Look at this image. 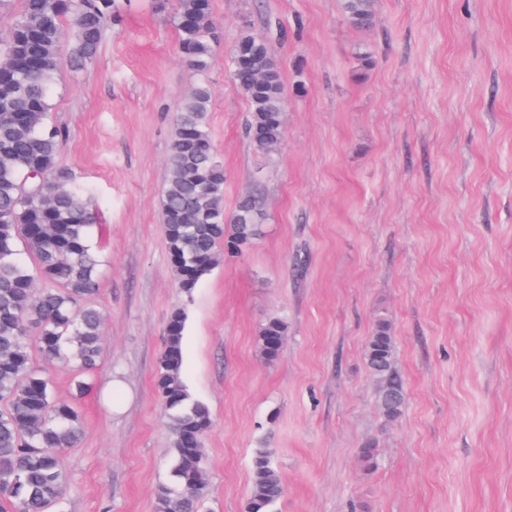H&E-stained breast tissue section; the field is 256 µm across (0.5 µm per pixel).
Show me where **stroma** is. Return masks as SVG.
<instances>
[{
  "mask_svg": "<svg viewBox=\"0 0 512 512\" xmlns=\"http://www.w3.org/2000/svg\"><path fill=\"white\" fill-rule=\"evenodd\" d=\"M116 5L83 66L63 41L49 112L97 216L103 314L97 369L51 372L84 426L58 512H154L174 455L156 378L176 306L181 378L212 419L202 512H244L260 448L285 485L274 512H512V0H375L362 29L342 0H211L204 74L178 53L173 0ZM247 34L267 36L286 96L271 156L226 64ZM203 81L224 210L254 195L262 216L187 295L163 190L174 116ZM273 316L288 334L270 362L258 331ZM380 318L406 386L394 421L364 360Z\"/></svg>",
  "mask_w": 512,
  "mask_h": 512,
  "instance_id": "obj_1",
  "label": "stroma"
}]
</instances>
